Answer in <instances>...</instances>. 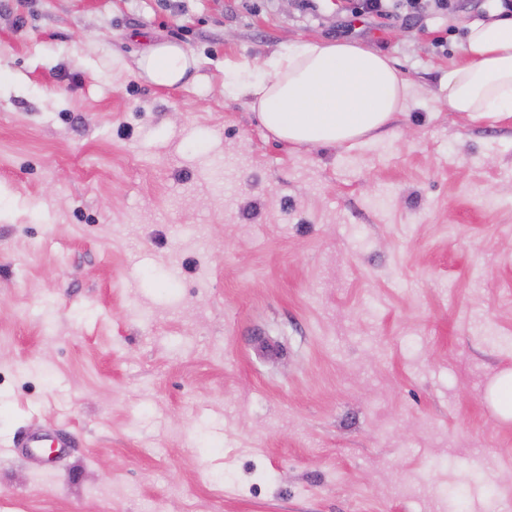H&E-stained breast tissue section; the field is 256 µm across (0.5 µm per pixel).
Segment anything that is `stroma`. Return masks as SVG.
I'll return each instance as SVG.
<instances>
[{
    "label": "stroma",
    "mask_w": 512,
    "mask_h": 512,
    "mask_svg": "<svg viewBox=\"0 0 512 512\" xmlns=\"http://www.w3.org/2000/svg\"><path fill=\"white\" fill-rule=\"evenodd\" d=\"M0 0V512H512V117L448 109L500 0ZM308 40L416 87L298 147L224 80ZM156 41L196 59L158 87ZM39 429L64 457L10 452ZM401 0H344L345 11L354 18L367 20L389 19ZM490 401L504 418H512V373H503L491 388Z\"/></svg>",
    "instance_id": "35a3bbf8"
}]
</instances>
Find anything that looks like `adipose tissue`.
Wrapping results in <instances>:
<instances>
[{"mask_svg": "<svg viewBox=\"0 0 512 512\" xmlns=\"http://www.w3.org/2000/svg\"><path fill=\"white\" fill-rule=\"evenodd\" d=\"M462 55L448 72L449 111L473 120L512 116V17L472 21ZM195 64L182 46L164 42L139 67L153 84L172 86ZM267 67L268 76L230 80L227 90L254 96L264 128L300 146L339 147L382 133L413 95L385 55L358 45L303 42Z\"/></svg>", "mask_w": 512, "mask_h": 512, "instance_id": "obj_1", "label": "adipose tissue"}]
</instances>
